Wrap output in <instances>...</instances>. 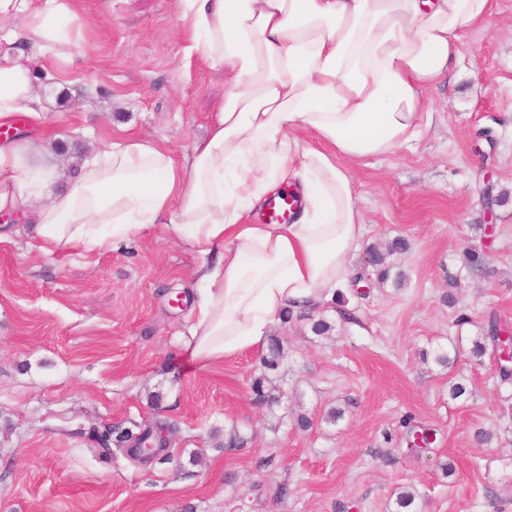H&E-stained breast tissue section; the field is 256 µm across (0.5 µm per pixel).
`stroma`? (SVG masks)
I'll list each match as a JSON object with an SVG mask.
<instances>
[{
  "label": "stroma",
  "instance_id": "1",
  "mask_svg": "<svg viewBox=\"0 0 512 512\" xmlns=\"http://www.w3.org/2000/svg\"><path fill=\"white\" fill-rule=\"evenodd\" d=\"M77 12L80 53L40 79L61 178L105 137L189 154L224 73L184 68L176 0H77ZM462 42L461 64L431 94L434 126L414 149L353 171L363 245L407 242L394 258L402 283L374 280L365 297L274 324L276 369L259 349L207 372L190 364L198 260L162 226L47 254L28 224L7 221L0 512H397L404 491L411 512H512V381L494 350L472 354L490 316L512 319V0H494L491 27ZM487 179L507 196L491 220ZM473 248L486 272L468 268ZM317 319L327 335L312 332ZM455 383L466 387L457 399ZM155 422L168 428L163 464L106 458L91 440ZM424 427L435 442L410 449ZM233 433L244 444L229 451Z\"/></svg>",
  "mask_w": 512,
  "mask_h": 512
}]
</instances>
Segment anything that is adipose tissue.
I'll list each match as a JSON object with an SVG mask.
<instances>
[{
	"label": "adipose tissue",
	"instance_id": "ef3b65f1",
	"mask_svg": "<svg viewBox=\"0 0 512 512\" xmlns=\"http://www.w3.org/2000/svg\"><path fill=\"white\" fill-rule=\"evenodd\" d=\"M492 15L493 0H179L185 57L227 76L207 136L181 160L141 139L109 143L58 192L35 86L46 63L79 53L61 31L80 17L72 0H0V126L23 114L36 130L0 141V212L57 253L163 225L200 260L194 367L264 348L286 310L316 309L351 282L363 235L351 166L412 148L462 34ZM288 186L302 200L292 223H244Z\"/></svg>",
	"mask_w": 512,
	"mask_h": 512
}]
</instances>
